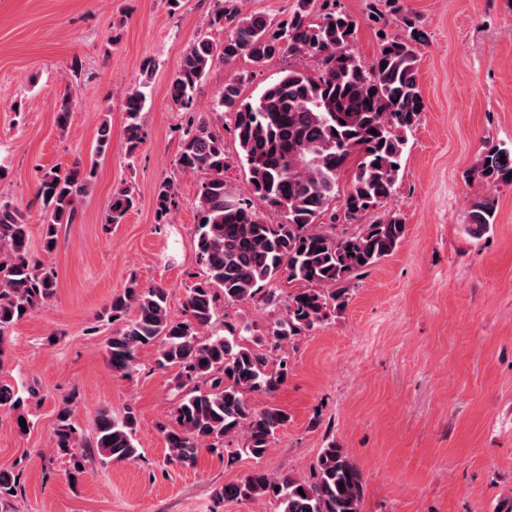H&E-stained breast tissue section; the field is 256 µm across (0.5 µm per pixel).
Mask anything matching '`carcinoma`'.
<instances>
[{
    "label": "carcinoma",
    "instance_id": "1",
    "mask_svg": "<svg viewBox=\"0 0 512 512\" xmlns=\"http://www.w3.org/2000/svg\"><path fill=\"white\" fill-rule=\"evenodd\" d=\"M235 0H209V26L229 28L220 43L199 36L184 52L171 75L173 105L189 114L180 128L178 169L199 174L197 225L202 279L187 290L182 318L171 315L168 292L145 288L136 279L112 295L103 314L119 324L108 342L112 372L125 378L138 371V352L160 345L157 364L179 369L182 394L175 407L176 425L158 424L168 460L195 463L205 449L224 455L265 456L288 414L276 407L254 409L248 397L274 393L288 380L287 347L343 311L349 284L362 271L390 256L399 246L405 224L384 210L399 183L402 156L420 120L424 101L418 83L416 45L427 41L419 20L404 13L400 0H372L366 20L378 27L372 59L352 49L359 20L340 0H294L280 21L262 14L243 15ZM397 24L400 32L389 30ZM288 57V67L254 99L243 97L252 72H236L224 82L213 111L234 116L233 135L249 195L224 179L227 167L224 128L195 115L194 104L209 71L218 63L243 59L259 69ZM156 63L142 65V79L124 100L127 158L143 142L151 78ZM72 96L58 101L55 121L69 127ZM376 133H371V130ZM108 121L101 122L90 161H76L42 176L37 190L45 218L40 225L44 251L55 249L59 228L74 222L91 193L100 158L111 150ZM352 171L348 188L340 176ZM476 176L493 186L512 184V149L491 145ZM174 183H162L155 197L157 223L167 224L177 208ZM260 201L265 210L258 209ZM351 231H336L321 219L336 220V201ZM137 206L131 188L112 192L104 223L121 224ZM497 201L487 195L469 212V233L482 235L494 223ZM277 217L272 222L269 217ZM368 219L362 224L360 220ZM300 285L288 294L284 285ZM57 292L54 270L31 252L30 225L22 209L0 195V340L5 331L38 313ZM284 305L283 314L265 325L221 322L226 304ZM135 316L127 319L130 309ZM25 398L0 382V407L29 419ZM133 409L119 417L97 415L96 434L81 439L72 422L70 401L56 419V447L72 457L74 473L88 461H134ZM303 493H298V490ZM16 477L0 471V512H14ZM227 502L269 499L277 512H362L363 478L347 452L331 444L320 450L307 478L274 475L257 468L242 480L215 491Z\"/></svg>",
    "mask_w": 512,
    "mask_h": 512
}]
</instances>
